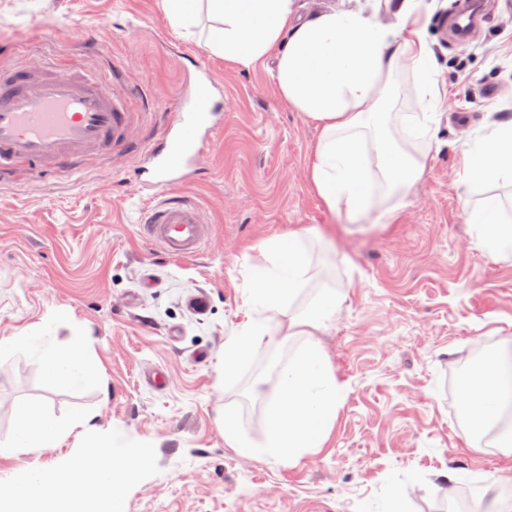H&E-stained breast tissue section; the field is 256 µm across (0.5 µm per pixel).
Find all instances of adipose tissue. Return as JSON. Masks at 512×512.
<instances>
[{
  "mask_svg": "<svg viewBox=\"0 0 512 512\" xmlns=\"http://www.w3.org/2000/svg\"><path fill=\"white\" fill-rule=\"evenodd\" d=\"M173 26L195 25L207 12L214 25L208 43L225 61L249 68L271 62L280 96L320 130L310 166L312 182L326 206L357 217L374 201L407 196L424 172L431 124L443 106L432 77L430 50L417 0H395L397 21L377 12L329 9L301 14L297 0H163ZM411 64L423 114H403L405 135L421 143L409 153L384 129L382 103L396 74ZM462 169L470 181L512 183V119L492 123L482 144L464 152ZM484 245L512 254V211L488 202L469 216ZM262 262L250 277L245 303L252 315L224 343V379L235 380L260 350L299 337L303 343L280 372L264 405L265 432L255 440L234 411L224 413V443L255 460L298 462L321 447L341 393L328 356L316 337L335 314L340 295L319 293L298 313L292 302L310 279L308 234L293 230L267 242ZM20 352L41 359L47 377L74 384L96 379V367L81 343L58 346L28 330L0 339V353ZM471 432L495 431L499 448H512V351L486 364L478 382L462 392Z\"/></svg>",
  "mask_w": 512,
  "mask_h": 512,
  "instance_id": "adipose-tissue-1",
  "label": "adipose tissue"
}]
</instances>
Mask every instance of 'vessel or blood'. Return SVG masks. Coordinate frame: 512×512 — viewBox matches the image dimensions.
Returning <instances> with one entry per match:
<instances>
[{
    "label": "vessel or blood",
    "instance_id": "vessel-or-blood-1",
    "mask_svg": "<svg viewBox=\"0 0 512 512\" xmlns=\"http://www.w3.org/2000/svg\"><path fill=\"white\" fill-rule=\"evenodd\" d=\"M178 105L140 155L136 179L153 202L142 235L172 257L199 252L210 227L183 188L199 176V159L222 125L224 88L194 60L182 65ZM127 95L109 79L53 60L0 70V172L33 166L63 169L126 149Z\"/></svg>",
    "mask_w": 512,
    "mask_h": 512
}]
</instances>
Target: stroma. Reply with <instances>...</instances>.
Listing matches in <instances>:
<instances>
[{
  "mask_svg": "<svg viewBox=\"0 0 512 512\" xmlns=\"http://www.w3.org/2000/svg\"><path fill=\"white\" fill-rule=\"evenodd\" d=\"M456 0H419L434 76L448 107L432 125L421 181L394 216L332 213L310 164L320 131L277 94L265 65L243 68L172 27L162 0H0V68L53 59L129 90L130 138L147 146L175 109L178 62L200 57L224 85V126L183 190L211 226L202 250L172 258L139 236L150 203L136 155L0 178V338L39 329L56 344L80 336L99 383L46 380L30 355L0 356V407L25 397L54 414L90 408L99 430L153 443L159 474L136 485L125 512H485L512 506V454L465 433L460 365L512 338V256L480 243L468 222L481 199L512 187L462 182L461 159L488 122L512 119V0L474 36L443 25ZM316 239L320 284L343 302L318 339L343 398L324 445L298 463L257 461L224 444L217 417L252 410L266 369L259 353L224 380V342L245 319L247 273L271 238ZM205 294L198 314L186 304ZM167 375L164 389L150 382ZM458 473L448 481V473ZM506 483L490 486V476Z\"/></svg>",
  "mask_w": 512,
  "mask_h": 512,
  "instance_id": "1",
  "label": "stroma"
}]
</instances>
